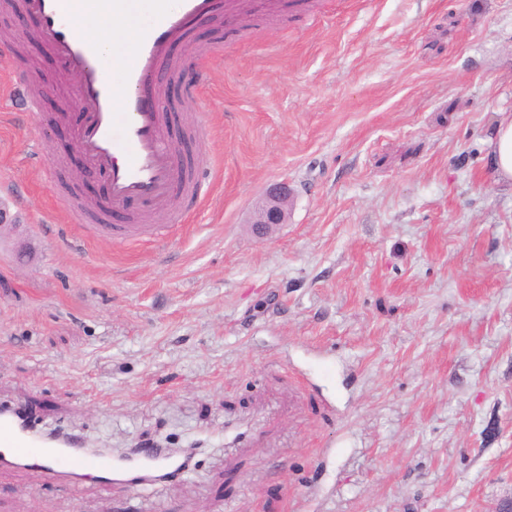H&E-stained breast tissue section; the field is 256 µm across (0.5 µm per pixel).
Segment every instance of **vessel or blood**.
<instances>
[{"mask_svg":"<svg viewBox=\"0 0 512 512\" xmlns=\"http://www.w3.org/2000/svg\"><path fill=\"white\" fill-rule=\"evenodd\" d=\"M237 0H112V13L131 21L129 50L112 58L114 80L102 72L96 45L64 18V0H25L39 31L67 73L78 79L85 110L74 130L86 171L105 176L109 195L96 213L95 231L120 241L162 238L167 225L152 221L172 199L194 204L203 196L201 173L181 162L171 143L172 115L161 88L168 48L191 24L234 15ZM36 466L52 481L149 488L189 473L190 455L160 444L121 452L92 446L72 431H48L16 406L0 405V471Z\"/></svg>","mask_w":512,"mask_h":512,"instance_id":"b4317fda","label":"vessel or blood"}]
</instances>
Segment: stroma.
<instances>
[{"label":"stroma","mask_w":512,"mask_h":512,"mask_svg":"<svg viewBox=\"0 0 512 512\" xmlns=\"http://www.w3.org/2000/svg\"><path fill=\"white\" fill-rule=\"evenodd\" d=\"M241 0L172 56L212 59L172 143L206 177L159 240L92 232L77 80L0 9V403L123 451L195 449L179 481L0 473V512H501L512 503V0ZM43 87L16 109L13 79ZM288 221L251 230L270 185ZM485 145L498 179L512 184V113H500L494 132Z\"/></svg>","instance_id":"obj_1"}]
</instances>
